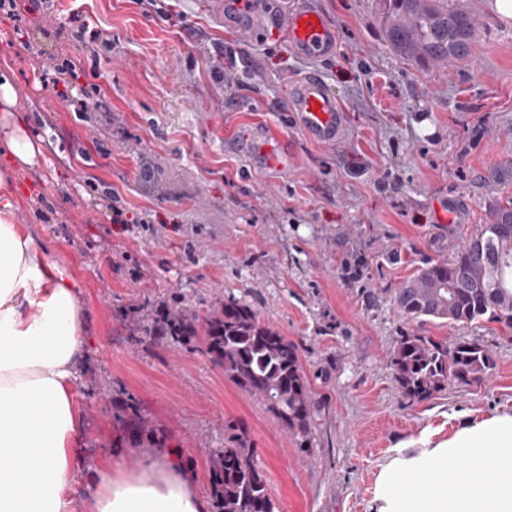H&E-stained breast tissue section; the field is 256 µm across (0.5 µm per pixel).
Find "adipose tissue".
I'll list each match as a JSON object with an SVG mask.
<instances>
[{"mask_svg":"<svg viewBox=\"0 0 512 512\" xmlns=\"http://www.w3.org/2000/svg\"><path fill=\"white\" fill-rule=\"evenodd\" d=\"M14 210L0 172V512H78L81 500L91 512H206L186 471L164 458L130 474L105 452L83 479V309ZM373 512H512V411L463 414L441 441L425 432L400 443L378 470Z\"/></svg>","mask_w":512,"mask_h":512,"instance_id":"adipose-tissue-1","label":"adipose tissue"}]
</instances>
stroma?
<instances>
[{
	"mask_svg": "<svg viewBox=\"0 0 512 512\" xmlns=\"http://www.w3.org/2000/svg\"><path fill=\"white\" fill-rule=\"evenodd\" d=\"M225 0H22L0 12V75L34 147L14 162L15 221L70 274L86 313L78 448L126 471L176 449L210 499L211 451L244 427L277 512H371L379 465L453 415L512 409V339L490 327L417 323L393 299L512 196V20L473 13V56L422 68L396 55L375 0H311L336 29L324 58L260 44L224 22ZM99 33L78 37L79 25ZM71 64L69 98L55 69ZM318 75L345 108L336 142L309 140L288 104ZM98 95L81 104L82 87ZM288 141V174L247 153L257 124ZM460 216L455 229L439 215ZM235 297L292 342L312 393L308 437L182 345L137 331L175 299L206 312ZM416 332L492 350L481 384L417 402L390 358ZM134 400L164 440L140 448L115 418Z\"/></svg>",
	"mask_w": 512,
	"mask_h": 512,
	"instance_id": "1",
	"label": "stroma"
}]
</instances>
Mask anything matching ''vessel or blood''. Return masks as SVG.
Instances as JSON below:
<instances>
[{"instance_id":"vessel-or-blood-1","label":"vessel or blood","mask_w":512,"mask_h":512,"mask_svg":"<svg viewBox=\"0 0 512 512\" xmlns=\"http://www.w3.org/2000/svg\"><path fill=\"white\" fill-rule=\"evenodd\" d=\"M234 8L246 24L258 26L267 39L288 38L303 56L316 58L336 49L334 27L322 13L304 4L303 0L280 14L265 11L257 0H236ZM288 108L300 130L309 138L322 144L336 141L342 127L344 108L319 77L303 76ZM285 145L286 139L278 130H264V154L271 157L282 172L288 169Z\"/></svg>"}]
</instances>
